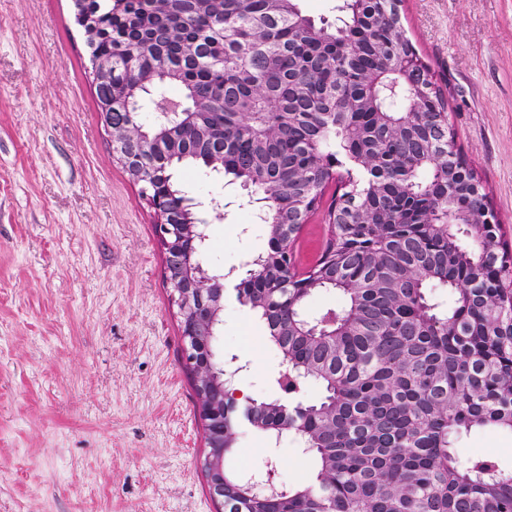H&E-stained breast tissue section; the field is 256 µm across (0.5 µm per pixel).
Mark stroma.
<instances>
[{
  "label": "stroma",
  "instance_id": "1",
  "mask_svg": "<svg viewBox=\"0 0 512 512\" xmlns=\"http://www.w3.org/2000/svg\"><path fill=\"white\" fill-rule=\"evenodd\" d=\"M400 13L512 252V0H402ZM179 179L226 202L205 254L231 272L218 345L248 397L277 398L282 355L234 274L267 250V226L222 177ZM330 201L296 240L300 266L322 250ZM156 221L112 152L71 0H0V512H216ZM453 447L512 468V432L475 429ZM270 461L288 486L313 470L294 435L240 422L225 469Z\"/></svg>",
  "mask_w": 512,
  "mask_h": 512
}]
</instances>
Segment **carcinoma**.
<instances>
[{
    "mask_svg": "<svg viewBox=\"0 0 512 512\" xmlns=\"http://www.w3.org/2000/svg\"><path fill=\"white\" fill-rule=\"evenodd\" d=\"M401 0H344L340 27L315 26L298 0H72L100 111L132 83L181 87L195 127L165 143L269 200L287 223L332 181L335 234L297 293L336 289L333 336L304 329L302 303H267L288 276L283 250L261 258L244 305L292 378L255 407L254 426L287 430L314 460L312 481L266 498L225 474L224 512H512V470L465 463L462 432H512V254L485 232L480 178L455 149L445 101L401 22ZM224 58L206 66L200 55ZM420 108L405 114L407 98ZM470 225L473 248L445 221ZM453 292L444 309L430 289ZM315 382L321 396L301 398Z\"/></svg>",
    "mask_w": 512,
    "mask_h": 512,
    "instance_id": "obj_1",
    "label": "carcinoma"
}]
</instances>
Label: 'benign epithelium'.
<instances>
[{
    "label": "benign epithelium",
    "mask_w": 512,
    "mask_h": 512,
    "mask_svg": "<svg viewBox=\"0 0 512 512\" xmlns=\"http://www.w3.org/2000/svg\"><path fill=\"white\" fill-rule=\"evenodd\" d=\"M111 107L112 111L103 113L106 124L118 115L127 133V139L113 142V151L133 175L134 183L140 185L142 197L157 217L165 254L164 277L179 308L184 353L200 394L199 415L204 423L213 420L219 426V432L208 439L205 469L209 494L218 512H224V422L237 408L239 392L233 386L242 367L214 361L212 344L224 323L226 274L203 267L200 260L209 224L224 219V202L216 198L206 202L184 194L180 210L185 220L173 221L168 215L175 193L170 188L163 192L154 188L156 155L172 133L171 127H191L197 113L180 112L162 101L154 122L147 124L140 119L139 84L129 85L121 98L112 100ZM248 482L256 487L279 482L276 464L267 463L266 469L249 477Z\"/></svg>",
    "instance_id": "benign-epithelium-1"
}]
</instances>
